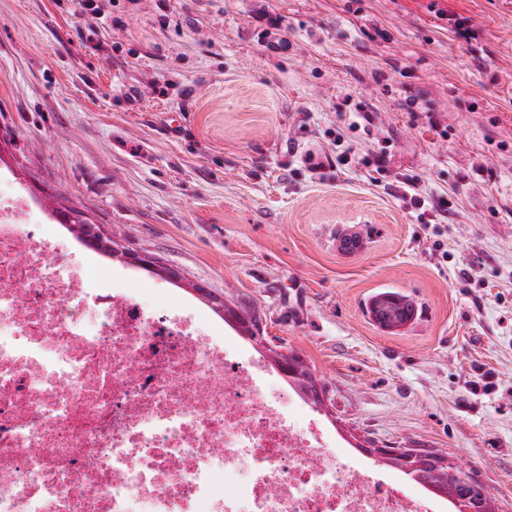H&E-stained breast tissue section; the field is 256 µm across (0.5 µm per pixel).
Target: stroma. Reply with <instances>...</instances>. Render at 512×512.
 Listing matches in <instances>:
<instances>
[{
	"label": "stroma",
	"mask_w": 512,
	"mask_h": 512,
	"mask_svg": "<svg viewBox=\"0 0 512 512\" xmlns=\"http://www.w3.org/2000/svg\"><path fill=\"white\" fill-rule=\"evenodd\" d=\"M98 3L0 0V175L184 277L113 262L130 297L168 313L198 283L255 310L337 447L443 453L512 512V0ZM403 176L451 198L447 223L392 194ZM382 293L416 318L381 328Z\"/></svg>",
	"instance_id": "stroma-1"
}]
</instances>
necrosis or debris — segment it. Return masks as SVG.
<instances>
[{
  "label": "necrosis or debris",
  "mask_w": 512,
  "mask_h": 512,
  "mask_svg": "<svg viewBox=\"0 0 512 512\" xmlns=\"http://www.w3.org/2000/svg\"><path fill=\"white\" fill-rule=\"evenodd\" d=\"M0 177V512H455L281 401L279 374L161 320Z\"/></svg>",
  "instance_id": "obj_1"
}]
</instances>
